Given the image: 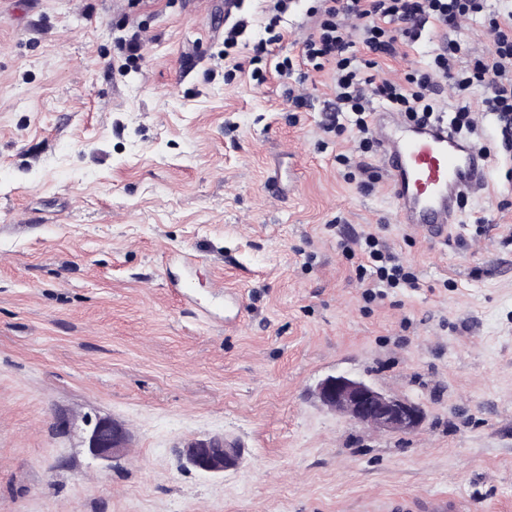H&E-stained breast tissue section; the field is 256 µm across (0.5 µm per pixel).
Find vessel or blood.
Returning <instances> with one entry per match:
<instances>
[{"instance_id": "b4317fda", "label": "vessel or blood", "mask_w": 512, "mask_h": 512, "mask_svg": "<svg viewBox=\"0 0 512 512\" xmlns=\"http://www.w3.org/2000/svg\"><path fill=\"white\" fill-rule=\"evenodd\" d=\"M375 132L384 146L383 162L399 223L421 230L428 238L447 241L459 222L456 205L460 191L488 187L484 159L454 133L438 128L421 129L395 119L392 113L375 115ZM463 512L458 499L441 494L421 502L393 499L387 512Z\"/></svg>"}]
</instances>
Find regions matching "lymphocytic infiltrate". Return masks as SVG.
Wrapping results in <instances>:
<instances>
[{
  "mask_svg": "<svg viewBox=\"0 0 512 512\" xmlns=\"http://www.w3.org/2000/svg\"><path fill=\"white\" fill-rule=\"evenodd\" d=\"M483 16L491 48L477 54L457 33L465 22ZM311 18L298 57L284 58L276 72L284 79L301 67L330 74L334 99L323 129L338 131L345 119L358 138L355 152L336 157L346 180L368 192L383 179L381 168L370 161L380 151L372 123L378 104L420 127L447 117L466 138L478 115L493 116L501 135L495 157L502 166H512V5L491 15L487 0H320ZM436 30L442 33L441 43L424 66L402 82L381 76L383 61L405 58L407 48ZM447 84L453 86L457 104L446 116L438 101ZM478 87L483 94L475 102L471 93ZM339 236L342 247L359 244L361 257L376 264L373 276L363 281L366 301L384 298L389 288L415 287V273L374 234L359 241L343 228Z\"/></svg>",
  "mask_w": 512,
  "mask_h": 512,
  "instance_id": "1",
  "label": "lymphocytic infiltrate"
}]
</instances>
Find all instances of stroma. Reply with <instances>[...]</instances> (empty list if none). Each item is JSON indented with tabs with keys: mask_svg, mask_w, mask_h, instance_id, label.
I'll use <instances>...</instances> for the list:
<instances>
[{
	"mask_svg": "<svg viewBox=\"0 0 512 512\" xmlns=\"http://www.w3.org/2000/svg\"><path fill=\"white\" fill-rule=\"evenodd\" d=\"M316 4L292 0L260 83L264 0H240L230 50L225 0H0V512H364L438 493L512 512V174L490 166L445 244L398 223L388 183L345 182L355 134L322 129L329 75L296 112L274 70ZM340 225L377 234L417 287L366 302ZM337 374L418 402L424 425L336 414L317 389ZM95 417L126 430L117 459L88 451ZM214 435L240 466H187L184 443Z\"/></svg>",
	"mask_w": 512,
	"mask_h": 512,
	"instance_id": "stroma-1",
	"label": "stroma"
}]
</instances>
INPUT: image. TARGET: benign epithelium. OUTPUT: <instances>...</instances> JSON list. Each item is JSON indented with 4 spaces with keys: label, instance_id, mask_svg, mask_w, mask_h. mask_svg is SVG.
<instances>
[{
    "label": "benign epithelium",
    "instance_id": "7a95c632",
    "mask_svg": "<svg viewBox=\"0 0 512 512\" xmlns=\"http://www.w3.org/2000/svg\"><path fill=\"white\" fill-rule=\"evenodd\" d=\"M318 395L323 404L347 419L389 433H412L424 421L418 404L389 397L367 382L346 375L325 378L318 386ZM127 440V432L105 418L97 419L87 436L91 454L102 459L117 458ZM182 452L192 468L212 474L234 470L242 459V449L220 436L194 439Z\"/></svg>",
    "mask_w": 512,
    "mask_h": 512
}]
</instances>
